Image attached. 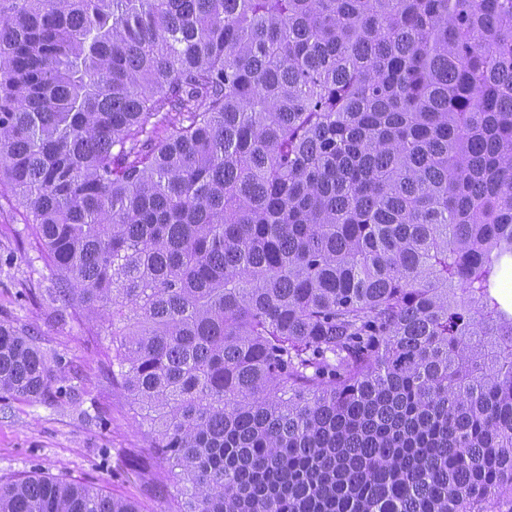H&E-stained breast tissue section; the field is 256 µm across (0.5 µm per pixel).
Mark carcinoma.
Returning a JSON list of instances; mask_svg holds the SVG:
<instances>
[{
  "label": "carcinoma",
  "mask_w": 512,
  "mask_h": 512,
  "mask_svg": "<svg viewBox=\"0 0 512 512\" xmlns=\"http://www.w3.org/2000/svg\"><path fill=\"white\" fill-rule=\"evenodd\" d=\"M2 187L174 512H512V0H0Z\"/></svg>",
  "instance_id": "carcinoma-1"
}]
</instances>
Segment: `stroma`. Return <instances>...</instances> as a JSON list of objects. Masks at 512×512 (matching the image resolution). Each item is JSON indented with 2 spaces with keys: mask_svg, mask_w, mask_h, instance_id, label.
<instances>
[{
  "mask_svg": "<svg viewBox=\"0 0 512 512\" xmlns=\"http://www.w3.org/2000/svg\"><path fill=\"white\" fill-rule=\"evenodd\" d=\"M55 279L27 235L9 191L0 192V322L34 336L52 360L53 379L41 398L0 401V479L65 476L166 512L163 470L143 471L133 456L150 452L146 426L123 391L101 370L108 337L98 320L73 322L54 299Z\"/></svg>",
  "mask_w": 512,
  "mask_h": 512,
  "instance_id": "obj_1",
  "label": "stroma"
}]
</instances>
